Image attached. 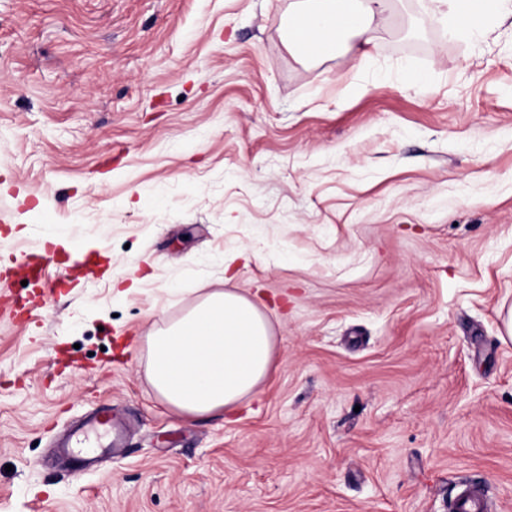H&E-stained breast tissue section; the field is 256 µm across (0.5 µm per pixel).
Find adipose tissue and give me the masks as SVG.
Returning a JSON list of instances; mask_svg holds the SVG:
<instances>
[{"instance_id": "adipose-tissue-1", "label": "adipose tissue", "mask_w": 512, "mask_h": 512, "mask_svg": "<svg viewBox=\"0 0 512 512\" xmlns=\"http://www.w3.org/2000/svg\"><path fill=\"white\" fill-rule=\"evenodd\" d=\"M395 0H294L288 50L318 60L349 38L380 26ZM507 0H447L449 32L476 41ZM470 15L477 26H462ZM146 374L158 399L180 414L204 417L237 406L267 379L273 360L272 326L258 304L230 289L206 295L179 320L147 337Z\"/></svg>"}]
</instances>
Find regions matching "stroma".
I'll list each match as a JSON object with an SVG mask.
<instances>
[{"instance_id":"1","label":"stroma","mask_w":512,"mask_h":512,"mask_svg":"<svg viewBox=\"0 0 512 512\" xmlns=\"http://www.w3.org/2000/svg\"><path fill=\"white\" fill-rule=\"evenodd\" d=\"M290 3L0 0V512H512V17L401 0L359 70L290 54ZM226 288L271 373L176 413L146 339ZM100 406L125 443L75 470L48 427ZM445 4L449 11L445 12L449 17V32L451 36L463 41H477L487 32V28L493 19L505 12L504 5L509 0H433ZM464 14L470 15L479 21L475 27L460 26L458 17Z\"/></svg>"}]
</instances>
